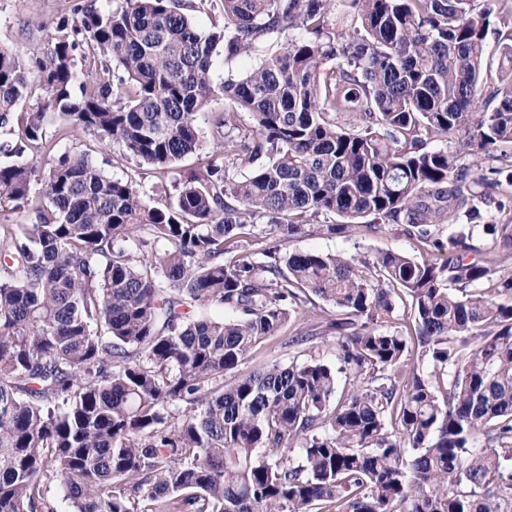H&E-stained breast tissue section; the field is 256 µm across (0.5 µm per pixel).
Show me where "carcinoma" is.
<instances>
[{"label": "carcinoma", "mask_w": 512, "mask_h": 512, "mask_svg": "<svg viewBox=\"0 0 512 512\" xmlns=\"http://www.w3.org/2000/svg\"><path fill=\"white\" fill-rule=\"evenodd\" d=\"M97 2L59 17L45 60L0 49L19 158L0 203L36 212L0 224V512H57L52 476L71 512H512V224L483 221L512 195V66L486 83L491 0H221L208 33L176 0ZM267 43L214 80L216 54ZM34 79L45 100L20 112ZM204 113L212 155L182 175ZM57 119L172 173L174 199L53 156ZM450 137L477 171L429 147ZM328 214V235L403 224L421 257L287 250ZM314 296L339 368L300 332L303 361L224 382ZM209 306L239 317H193ZM272 48L260 46L252 49L248 55H243L233 61L225 62L224 56L220 55L214 60V73L218 81L227 77L238 79L254 65L259 63L266 54L270 53Z\"/></svg>", "instance_id": "carcinoma-1"}]
</instances>
